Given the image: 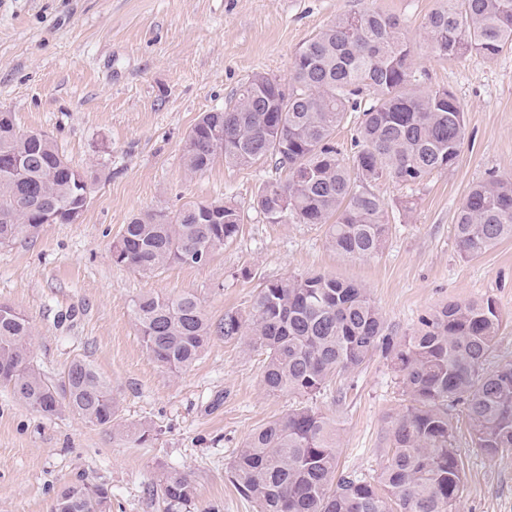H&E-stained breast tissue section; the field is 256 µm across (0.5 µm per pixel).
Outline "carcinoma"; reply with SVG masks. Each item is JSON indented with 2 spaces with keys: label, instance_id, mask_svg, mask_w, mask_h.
Returning a JSON list of instances; mask_svg holds the SVG:
<instances>
[{
  "label": "carcinoma",
  "instance_id": "1",
  "mask_svg": "<svg viewBox=\"0 0 512 512\" xmlns=\"http://www.w3.org/2000/svg\"><path fill=\"white\" fill-rule=\"evenodd\" d=\"M422 29L440 56L476 52L493 60L512 45V0H441ZM354 112L362 118L347 156L336 130ZM465 136L453 93L420 85L399 22L366 7L337 17L296 52L288 98L275 79L257 73L224 111L202 113L183 159L191 174L220 159L286 172L287 182L259 187L260 212L273 223L325 225L330 249L362 259L382 250L389 231L385 202L371 186L414 189L455 169ZM75 177L53 138L24 132L0 112V245L35 237L48 215L54 224L69 223V209L79 204ZM240 226L230 200L140 213L123 226L112 261L144 275L200 264L199 255L233 241ZM453 229L464 259L512 239V176L471 185ZM132 316L147 354L172 374L193 366L210 338L222 336L266 354L267 391L302 399L248 434L230 463L231 483L257 512H456L463 478L448 420L455 403L466 406L477 447L489 454L512 448V363L484 368L502 326L489 298L450 301L400 338L388 332L366 289L323 273L266 282L249 311H227L218 323L193 291L143 295ZM35 340L31 320L0 304V385L45 417L69 411L120 430L112 388L94 367L74 360L50 380L34 363ZM378 353L390 358L408 404L391 421L390 456L369 480L337 472L336 430L313 400L336 375ZM72 487L55 512H101V486L81 480ZM156 496L165 512H184L196 487L174 470Z\"/></svg>",
  "mask_w": 512,
  "mask_h": 512
}]
</instances>
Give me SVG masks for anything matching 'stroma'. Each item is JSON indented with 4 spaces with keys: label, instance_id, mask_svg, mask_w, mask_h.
Listing matches in <instances>:
<instances>
[{
    "label": "stroma",
    "instance_id": "stroma-1",
    "mask_svg": "<svg viewBox=\"0 0 512 512\" xmlns=\"http://www.w3.org/2000/svg\"><path fill=\"white\" fill-rule=\"evenodd\" d=\"M437 0H0V111L23 131L54 138L77 169L97 172L79 223L46 224L0 246V304L30 318L34 357L48 377L90 364L117 398L123 431L65 412L46 418L0 387V512H54L59 491L107 487L110 512H162L149 491L166 472L194 482L191 512H255L228 478L249 432L295 406L266 391L264 355L216 336L196 364L171 375L147 355L131 308L144 294L185 290L212 321L246 311L260 284L327 273L366 288L394 336H408L451 300L492 298L504 316L486 370L512 362V240L479 258L459 255L453 224L469 187L512 175V47L493 60L448 58L422 38ZM399 19L426 83L460 102L466 137L452 172L418 189L375 186L389 232L375 256L346 259L324 227L275 224L253 206L269 169L217 162L188 173L187 133L223 108L254 74L287 79L305 42L348 11ZM242 209L237 238L199 265L143 276L112 261V245L137 213L176 212L212 200ZM407 397L383 356L339 377L315 400L340 440L338 469L377 476L391 448L390 418ZM463 463L456 512H512V448L489 454L470 436L462 405L449 408ZM129 429H146L145 444Z\"/></svg>",
    "mask_w": 512,
    "mask_h": 512
}]
</instances>
